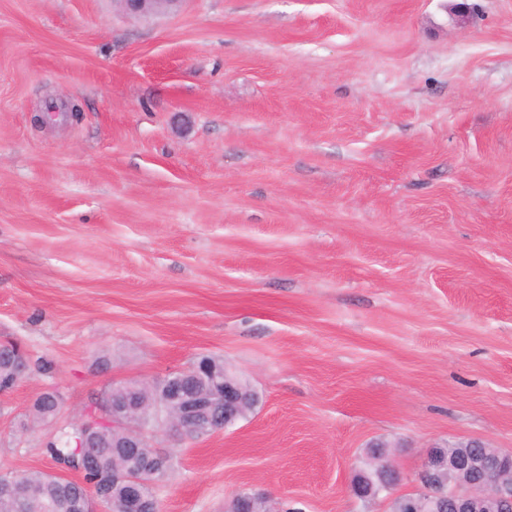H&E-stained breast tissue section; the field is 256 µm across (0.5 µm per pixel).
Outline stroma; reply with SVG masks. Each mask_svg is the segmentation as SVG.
Returning <instances> with one entry per match:
<instances>
[{
    "mask_svg": "<svg viewBox=\"0 0 512 512\" xmlns=\"http://www.w3.org/2000/svg\"><path fill=\"white\" fill-rule=\"evenodd\" d=\"M0 0V472L109 385L201 355L258 393L180 440L161 512H391L383 442L512 454V0ZM53 388L57 420L21 429ZM181 0H118L128 14L150 16L171 12ZM390 481V475L386 469L378 470L368 467L357 476L354 483L355 492L361 499L371 501L376 496L387 493L385 492V487L387 484H390Z\"/></svg>",
    "mask_w": 512,
    "mask_h": 512,
    "instance_id": "stroma-1",
    "label": "stroma"
}]
</instances>
